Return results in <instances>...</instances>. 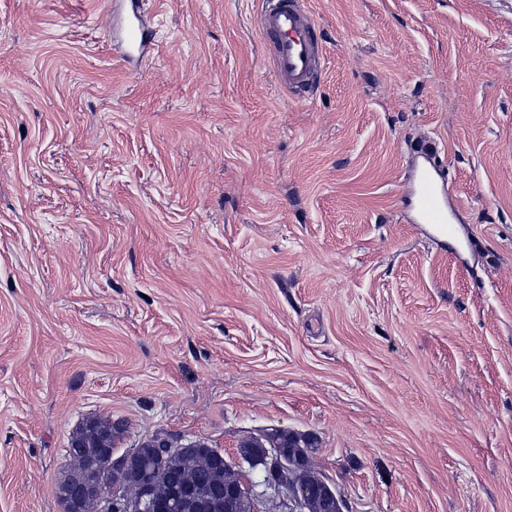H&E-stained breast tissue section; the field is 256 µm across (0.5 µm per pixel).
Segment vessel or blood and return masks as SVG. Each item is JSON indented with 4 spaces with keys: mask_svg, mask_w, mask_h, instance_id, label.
Returning a JSON list of instances; mask_svg holds the SVG:
<instances>
[{
    "mask_svg": "<svg viewBox=\"0 0 512 512\" xmlns=\"http://www.w3.org/2000/svg\"><path fill=\"white\" fill-rule=\"evenodd\" d=\"M258 30L262 45L272 57L283 89L295 98L309 96L318 86L324 66L321 43L304 0H259ZM118 9L131 18L120 42V51L152 49L150 30L142 15L143 0H115ZM428 160L414 184L412 205L420 223L435 226L448 242L460 237L457 225L448 220V173L440 162L435 143H420Z\"/></svg>",
    "mask_w": 512,
    "mask_h": 512,
    "instance_id": "b4317fda",
    "label": "vessel or blood"
}]
</instances>
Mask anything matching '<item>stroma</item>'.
I'll use <instances>...</instances> for the list:
<instances>
[{"label":"stroma","mask_w":512,"mask_h":512,"mask_svg":"<svg viewBox=\"0 0 512 512\" xmlns=\"http://www.w3.org/2000/svg\"><path fill=\"white\" fill-rule=\"evenodd\" d=\"M298 100L258 0H0V512H62L73 430L313 434L350 512H512V12L306 0ZM434 140L455 221L404 205ZM143 0H116L112 2V11L125 9L132 20L126 28L123 38L120 42L119 53L124 59L129 58L128 48H137L140 53L153 49L155 43L152 42L150 30L142 15ZM258 30L280 86L297 99L318 86L324 56L303 0H260Z\"/></svg>","instance_id":"1"}]
</instances>
